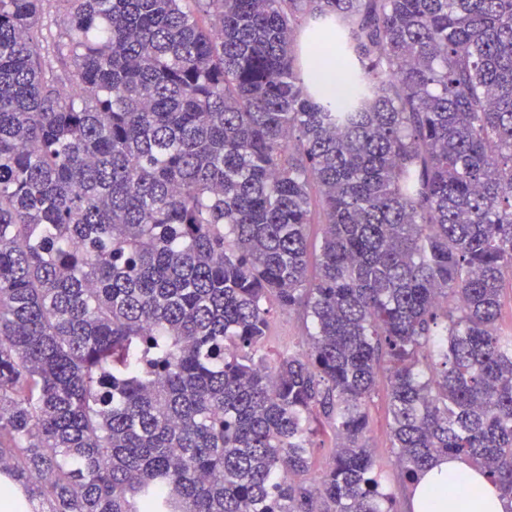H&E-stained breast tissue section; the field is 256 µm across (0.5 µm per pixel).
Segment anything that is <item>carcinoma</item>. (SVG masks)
<instances>
[{"label": "carcinoma", "instance_id": "1", "mask_svg": "<svg viewBox=\"0 0 512 512\" xmlns=\"http://www.w3.org/2000/svg\"><path fill=\"white\" fill-rule=\"evenodd\" d=\"M507 286L512 0H0V473L48 512H397L382 369L405 482L512 499ZM316 224H309L308 226V250L310 254L309 277L313 278L316 274V261L319 255L322 237V214L319 207L315 210ZM267 306L270 313L265 352L273 362L285 348L295 349L305 343L310 319L306 322V317L301 309L281 308L274 300L268 302ZM386 384L385 373H381L369 405L368 437L373 455L380 462L383 482L396 496L398 512H407L408 485L403 482L400 471L393 464V449L390 448V417L386 398ZM313 443L315 448L312 457V470L321 471L329 463L335 445L334 437L327 423L320 427L317 435L313 438ZM458 479L467 492L456 497L438 496L436 491ZM512 501L498 485L461 457L439 456L419 473L411 488V512H510Z\"/></svg>", "mask_w": 512, "mask_h": 512}]
</instances>
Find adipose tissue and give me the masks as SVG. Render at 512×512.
I'll use <instances>...</instances> for the list:
<instances>
[{"label":"adipose tissue","instance_id":"adipose-tissue-1","mask_svg":"<svg viewBox=\"0 0 512 512\" xmlns=\"http://www.w3.org/2000/svg\"><path fill=\"white\" fill-rule=\"evenodd\" d=\"M463 482L467 491L456 497L439 495L449 480ZM411 512H512V500L498 485L461 457L440 456L417 476L411 489Z\"/></svg>","mask_w":512,"mask_h":512}]
</instances>
